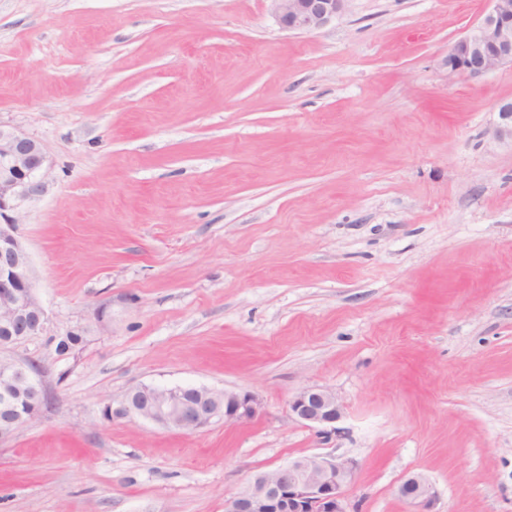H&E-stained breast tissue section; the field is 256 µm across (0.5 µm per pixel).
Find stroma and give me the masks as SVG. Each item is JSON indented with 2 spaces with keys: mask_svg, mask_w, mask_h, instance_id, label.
Masks as SVG:
<instances>
[{
  "mask_svg": "<svg viewBox=\"0 0 512 512\" xmlns=\"http://www.w3.org/2000/svg\"><path fill=\"white\" fill-rule=\"evenodd\" d=\"M490 7L350 0L309 34L270 0H0V123L51 163L19 226L50 333L10 351L48 400L0 512H225L317 453L357 461L351 512H406L412 473L435 512H512V65L445 66ZM142 384L262 410L102 418ZM305 387L336 439L290 417ZM290 416L308 426L318 428L324 439L336 438L343 406L329 390L316 387L301 389L289 402ZM399 494L407 506V512H434L435 492L424 475H409L400 486Z\"/></svg>",
  "mask_w": 512,
  "mask_h": 512,
  "instance_id": "obj_1",
  "label": "stroma"
}]
</instances>
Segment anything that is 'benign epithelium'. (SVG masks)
<instances>
[{"mask_svg": "<svg viewBox=\"0 0 512 512\" xmlns=\"http://www.w3.org/2000/svg\"><path fill=\"white\" fill-rule=\"evenodd\" d=\"M279 24L290 31L315 33L341 19L349 0H271ZM491 9L448 48V76L480 77L512 63V0H490ZM502 125L494 136H512V100L497 105ZM51 167L39 141L0 124V351L47 330V316L34 288L26 246L18 234L19 208L44 191ZM23 392L25 411L0 408V445L41 414L46 390L43 368L29 360L0 357V394ZM258 398L250 392L206 387H158L143 384L127 391L112 407V417L140 418L184 432L208 422L234 426L259 414ZM290 416L319 429L325 439L340 434L336 423L343 406L329 390L301 389L289 402ZM353 459L312 454L252 476L225 502V512H350L346 489L355 478ZM407 512H433L435 492L420 473L409 475L399 489Z\"/></svg>", "mask_w": 512, "mask_h": 512, "instance_id": "1", "label": "benign epithelium"}]
</instances>
